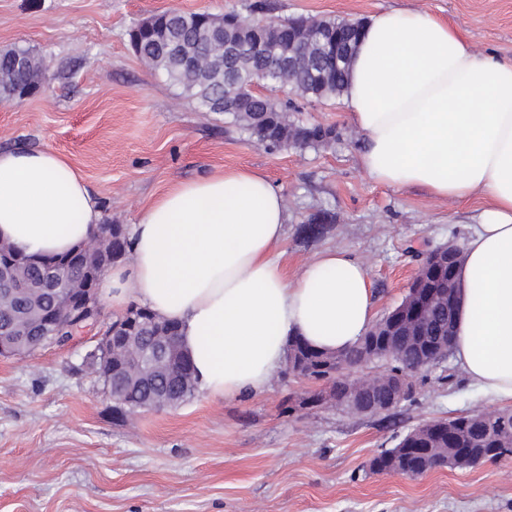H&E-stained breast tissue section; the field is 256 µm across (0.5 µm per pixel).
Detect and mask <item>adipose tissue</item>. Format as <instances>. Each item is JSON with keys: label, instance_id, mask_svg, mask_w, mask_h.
I'll return each instance as SVG.
<instances>
[{"label": "adipose tissue", "instance_id": "adipose-tissue-1", "mask_svg": "<svg viewBox=\"0 0 512 512\" xmlns=\"http://www.w3.org/2000/svg\"><path fill=\"white\" fill-rule=\"evenodd\" d=\"M374 181L480 200L458 271L453 351L467 378L512 404V61L475 54L448 23L391 9L366 22L343 96ZM104 213L79 170L43 147L0 152V241L63 255L100 238ZM287 213L253 169L219 170L156 197L128 228L132 261L108 270L114 313L135 302L179 326L198 387L262 393L297 337L333 354L375 316L373 282L327 249L289 278Z\"/></svg>", "mask_w": 512, "mask_h": 512}]
</instances>
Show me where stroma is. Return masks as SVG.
<instances>
[{"mask_svg": "<svg viewBox=\"0 0 512 512\" xmlns=\"http://www.w3.org/2000/svg\"><path fill=\"white\" fill-rule=\"evenodd\" d=\"M251 0H0V48H31L44 82L0 100V150L44 145L64 155L98 196L109 224H133L170 186L240 168L263 172L288 215L289 276L322 250L366 267L376 314L398 306L417 255L465 244L479 200L438 199L371 180L364 141L341 101L298 100L297 124L333 127L330 143L269 149L180 96L135 54L129 31L170 8L246 12ZM282 18L366 19L392 9L455 25L476 54L512 60V0H269ZM323 232L301 228L320 212ZM96 333L20 358L0 357V512H512V458L412 479L373 474L369 461L417 426L498 405L454 359L411 375L413 394L361 416L328 402L287 412L318 384L275 372L256 396L182 404L118 420L86 356Z\"/></svg>", "mask_w": 512, "mask_h": 512, "instance_id": "obj_1", "label": "stroma"}]
</instances>
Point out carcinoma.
I'll return each instance as SVG.
<instances>
[{"label":"carcinoma","mask_w":512,"mask_h":512,"mask_svg":"<svg viewBox=\"0 0 512 512\" xmlns=\"http://www.w3.org/2000/svg\"><path fill=\"white\" fill-rule=\"evenodd\" d=\"M269 10L270 5L263 0L249 5L247 16L165 10L140 21L131 32V42L140 59L164 74L182 95L195 99L208 112L232 114L241 131L266 147L280 148L284 140L299 147L320 146L332 130L289 124L292 103L273 97V92L287 88L302 98H341L362 28L353 20L323 17L308 20L307 30H290L292 19L268 17ZM226 43H248L253 48L251 55L240 60L232 78L224 70ZM288 53L295 57L293 68L277 69L278 57ZM41 75L42 62L29 49L15 46L0 50V98H14L26 87L38 88ZM102 245L116 258L129 248L120 231L112 240H102ZM288 350L303 363L304 377L333 381L325 368L329 355L298 338L288 341ZM409 361L410 352L400 349L390 357L385 373L403 372ZM155 385L184 399L197 390L193 375L183 372L162 378ZM147 396L146 387L125 388V404L112 409L113 417L123 419L138 411ZM435 427L441 430L435 441L450 454H478L487 447L489 438L512 434V411L459 415L438 421ZM369 468L376 474L399 471L410 478L424 473L422 456L402 449L400 443L375 456Z\"/></svg>","instance_id":"obj_1"}]
</instances>
